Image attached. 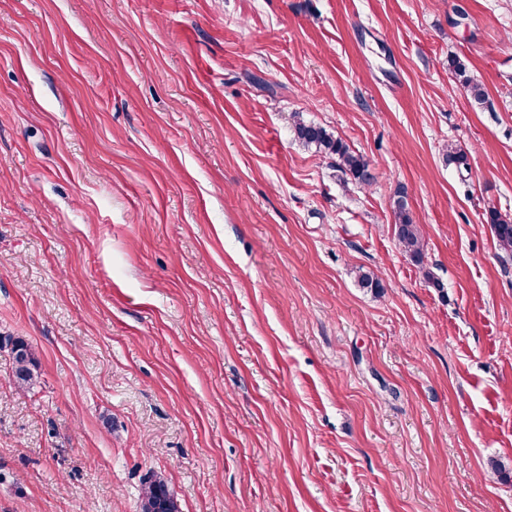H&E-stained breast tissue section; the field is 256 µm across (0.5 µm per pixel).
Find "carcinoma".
<instances>
[{
  "instance_id": "cac0c4a2",
  "label": "carcinoma",
  "mask_w": 512,
  "mask_h": 512,
  "mask_svg": "<svg viewBox=\"0 0 512 512\" xmlns=\"http://www.w3.org/2000/svg\"><path fill=\"white\" fill-rule=\"evenodd\" d=\"M448 69L461 79L468 95L478 103L485 99L482 84L469 78L463 60H448ZM294 132L297 140L305 147L318 153L336 157V168L342 175L364 185L372 182L369 161L351 150L339 137L322 126L309 124L301 119L295 121ZM487 223L492 225L498 248L512 254V218L492 209L487 214ZM394 235L405 256L416 266L425 268L423 234L419 225L407 210L404 201L399 200L395 209ZM12 359V378L21 388H28L37 378V362L29 344L17 337L8 339ZM140 512H180L177 500L171 494L166 481L151 475L145 478L140 489Z\"/></svg>"
}]
</instances>
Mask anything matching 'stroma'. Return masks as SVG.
<instances>
[{"label": "stroma", "instance_id": "35a3bbf8", "mask_svg": "<svg viewBox=\"0 0 512 512\" xmlns=\"http://www.w3.org/2000/svg\"><path fill=\"white\" fill-rule=\"evenodd\" d=\"M492 209L512 0H0V512H512ZM448 69L461 79L468 95H470L473 100L479 104L484 101L485 92L482 84L469 78L467 75V67L463 60L460 58H451L448 60ZM294 132L297 140L315 152L336 156V168L343 176L358 183L369 185L372 182L369 161L351 150L339 137L322 126L306 123L300 118L295 121ZM394 235L405 256L420 269L424 268V243L420 226L414 224L404 201L396 203ZM12 378L21 388H29L37 378V362L29 344L22 338H9ZM139 499L141 512H180L166 481L158 475L153 474L143 480Z\"/></svg>", "mask_w": 512, "mask_h": 512}]
</instances>
